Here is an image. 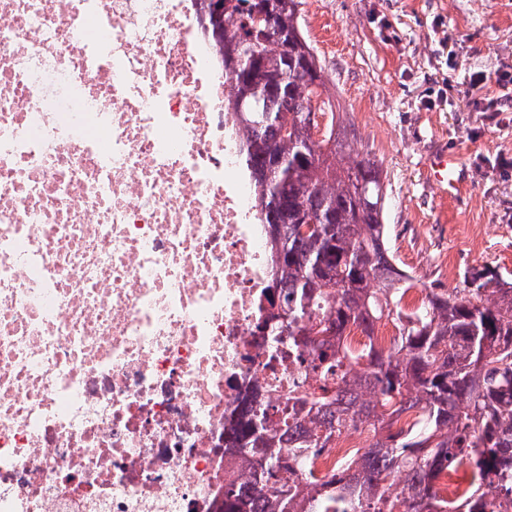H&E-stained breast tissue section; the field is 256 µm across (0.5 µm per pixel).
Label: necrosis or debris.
Masks as SVG:
<instances>
[{"label": "necrosis or debris", "mask_w": 512, "mask_h": 512, "mask_svg": "<svg viewBox=\"0 0 512 512\" xmlns=\"http://www.w3.org/2000/svg\"><path fill=\"white\" fill-rule=\"evenodd\" d=\"M229 86L191 0H0V512H211L225 425L311 384L254 328Z\"/></svg>", "instance_id": "1"}]
</instances>
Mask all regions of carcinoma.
<instances>
[{"instance_id":"obj_1","label":"carcinoma","mask_w":512,"mask_h":512,"mask_svg":"<svg viewBox=\"0 0 512 512\" xmlns=\"http://www.w3.org/2000/svg\"><path fill=\"white\" fill-rule=\"evenodd\" d=\"M193 4L217 68L245 104L260 103L241 113L227 100L246 137L241 157L271 252L273 287L263 289L256 330L282 335L281 322L265 317V303L277 300L288 311L285 352L310 347L317 360L315 384L279 399L278 426L261 409L224 430V453L240 459L243 473L232 489L217 488L213 512H393L398 504L387 492L400 472L408 481L405 512H487L488 477L497 480L503 512H512V274L474 267L465 288H427L423 311L405 314L402 301L416 282L390 253L380 169L336 125L316 137V103L328 88L299 0H274L288 49H261L268 81L260 88L241 63L253 47L251 13L236 7L215 19L212 0ZM287 71L307 79L285 80ZM391 317L399 334L389 351L346 347L348 328L372 336ZM412 410L424 426L392 430L391 419ZM345 425L374 433L364 463L314 478L308 463ZM460 465L471 468L469 494L439 498V473ZM276 468L283 476L270 485Z\"/></svg>"}]
</instances>
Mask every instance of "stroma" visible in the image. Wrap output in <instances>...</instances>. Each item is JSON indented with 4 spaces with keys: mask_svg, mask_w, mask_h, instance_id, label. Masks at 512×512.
<instances>
[{
    "mask_svg": "<svg viewBox=\"0 0 512 512\" xmlns=\"http://www.w3.org/2000/svg\"><path fill=\"white\" fill-rule=\"evenodd\" d=\"M326 67L337 124L382 171L390 247L419 287H462L466 271L512 273V119L468 105L470 72L512 68V0H301ZM452 104L422 105L443 83ZM447 148L469 174L459 197L427 174Z\"/></svg>",
    "mask_w": 512,
    "mask_h": 512,
    "instance_id": "stroma-1",
    "label": "stroma"
}]
</instances>
